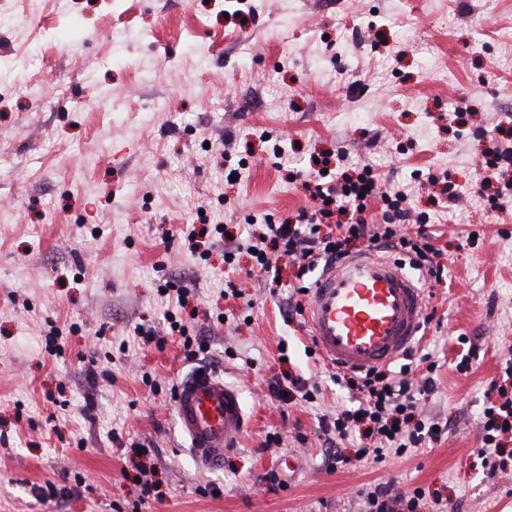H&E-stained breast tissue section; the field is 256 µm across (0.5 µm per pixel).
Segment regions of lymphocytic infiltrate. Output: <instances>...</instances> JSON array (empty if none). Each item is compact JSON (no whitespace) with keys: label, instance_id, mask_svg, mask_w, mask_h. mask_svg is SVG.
Instances as JSON below:
<instances>
[{"label":"lymphocytic infiltrate","instance_id":"lymphocytic-infiltrate-1","mask_svg":"<svg viewBox=\"0 0 512 512\" xmlns=\"http://www.w3.org/2000/svg\"><path fill=\"white\" fill-rule=\"evenodd\" d=\"M315 202L311 212H300L296 219L266 224L257 241L246 250L256 267L270 272L271 249L293 258L297 266L296 294H303L309 274L322 266L347 258L352 243L360 241L378 249L419 276L440 281L445 271L442 253L429 241L425 230L407 233L409 217L402 191H378L369 169L355 174L340 173L327 183H315L310 193ZM381 201V221L368 222L366 211L374 201ZM436 364L430 358L404 364L400 373L373 368L364 372L336 371L337 385L358 391V405L338 410L324 420L320 428L326 437L325 459L336 469L354 461L373 459L381 462L390 456L414 452L425 442H437L436 422L425 416L423 407L437 392ZM480 453L488 468L503 462L505 439L512 433V392L497 385L496 396L488 400L483 412ZM359 443L352 455H345L340 443L350 436Z\"/></svg>","mask_w":512,"mask_h":512}]
</instances>
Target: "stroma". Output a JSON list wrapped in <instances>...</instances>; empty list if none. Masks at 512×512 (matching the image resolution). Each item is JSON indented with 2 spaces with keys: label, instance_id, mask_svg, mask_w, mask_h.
<instances>
[{
  "label": "stroma",
  "instance_id": "obj_1",
  "mask_svg": "<svg viewBox=\"0 0 512 512\" xmlns=\"http://www.w3.org/2000/svg\"><path fill=\"white\" fill-rule=\"evenodd\" d=\"M0 9L16 18L0 61L37 85L0 83V512H366L377 481L421 488L417 512H512V459L492 472L478 457L512 352V201L492 209L484 188L512 148V43L499 39L512 0ZM366 165L428 214L443 254L422 350L439 363L424 411L448 432L332 471L318 422L353 400L286 314L295 269L278 259L274 282L244 255L229 270L213 228L243 238L248 217H295L313 205L309 170ZM163 278L190 288L184 308ZM169 311L206 352L143 343L137 328L164 333ZM200 368L239 389L248 419L206 470L173 412V388ZM286 371L319 386L314 402L271 400ZM133 443L146 455L127 454ZM270 471L286 489H268ZM145 476L156 495L142 496Z\"/></svg>",
  "mask_w": 512,
  "mask_h": 512
}]
</instances>
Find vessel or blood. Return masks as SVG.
<instances>
[{
  "label": "vessel or blood",
  "mask_w": 512,
  "mask_h": 512,
  "mask_svg": "<svg viewBox=\"0 0 512 512\" xmlns=\"http://www.w3.org/2000/svg\"><path fill=\"white\" fill-rule=\"evenodd\" d=\"M425 309L422 288L400 266L369 255L327 269L303 315L327 361L366 370L413 347ZM174 410L194 458L205 468L223 459L245 423L238 389L208 369L178 385Z\"/></svg>",
  "instance_id": "vessel-or-blood-1"
}]
</instances>
